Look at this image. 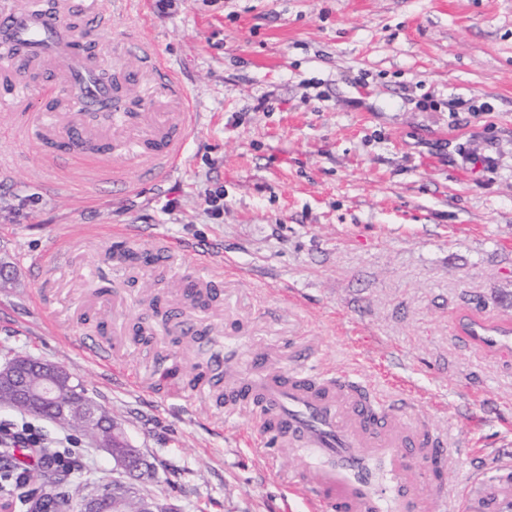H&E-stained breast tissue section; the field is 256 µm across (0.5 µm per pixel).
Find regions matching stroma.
I'll return each instance as SVG.
<instances>
[{
  "instance_id": "1",
  "label": "stroma",
  "mask_w": 512,
  "mask_h": 512,
  "mask_svg": "<svg viewBox=\"0 0 512 512\" xmlns=\"http://www.w3.org/2000/svg\"><path fill=\"white\" fill-rule=\"evenodd\" d=\"M131 26L197 114L180 166L159 183L129 167L137 190L118 200L96 160L6 146L0 365L27 355L77 376L153 465L139 494L177 512H308L285 487L318 462L292 438L244 443L254 416L215 395L155 388L174 351L221 353L228 377L258 365L409 395L446 440L449 495L473 471L497 478L512 461V351L478 350L458 324L512 322V0H133L102 24L100 69ZM125 224L135 238L113 234ZM50 240L53 260L32 268ZM127 249L158 266L116 260ZM188 277L208 283L207 308L185 298ZM159 309L205 339L176 345L160 326L134 343L131 323ZM82 341L109 346L112 369ZM1 420L62 440L85 493L121 476L66 427L0 407Z\"/></svg>"
}]
</instances>
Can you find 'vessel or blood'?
I'll use <instances>...</instances> for the list:
<instances>
[{"instance_id":"obj_1","label":"vessel or blood","mask_w":512,"mask_h":512,"mask_svg":"<svg viewBox=\"0 0 512 512\" xmlns=\"http://www.w3.org/2000/svg\"><path fill=\"white\" fill-rule=\"evenodd\" d=\"M91 13L83 0H62L52 15L46 14L42 0H18L11 10L0 13V71L8 73L6 86L18 105H26L35 90L63 103V112L51 120L27 125L26 140L67 145V152L56 157L62 164L86 160V153L76 148L78 142L106 140L105 160L112 169V182L124 195L131 190L125 167L132 161L146 162L156 181L178 168L194 114L175 73L135 35L126 46L142 56L143 67H128L119 58L113 70L124 75L132 87L153 84L175 106V113L154 120L144 112L113 114V124L121 126L125 134L110 140L105 137V125L79 121L85 107L108 103L107 89L97 84L93 65L76 48L75 33L88 30ZM20 58L27 59L31 67L46 70L47 77L39 86H32L26 73L14 71ZM464 333L484 349L512 348V327L508 325L469 320ZM235 390L251 399L261 398L257 430L265 433L276 426L301 435L312 455L334 461V469L320 474L316 486L294 482L287 488L288 493L306 499L311 512H384L389 499L398 503L401 512H419L421 505L413 490L418 475L412 467L421 462L435 464L445 443L440 436L405 424L409 401L390 404L382 399L373 413L369 395L356 386L334 378L317 382L299 374L246 376ZM370 448L379 449L390 466L383 497L374 495L362 476ZM473 484L481 493L464 494V512H512V486L493 484L481 475Z\"/></svg>"}]
</instances>
